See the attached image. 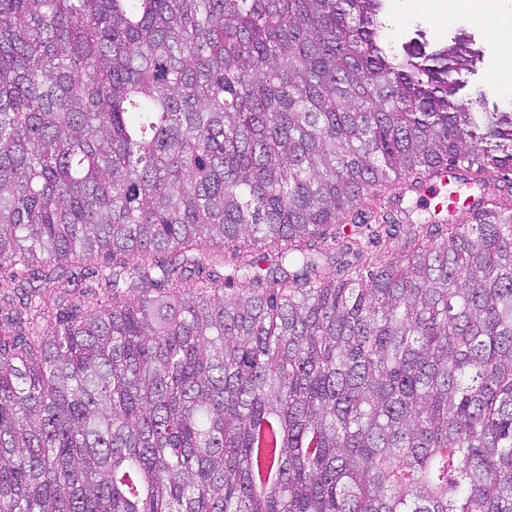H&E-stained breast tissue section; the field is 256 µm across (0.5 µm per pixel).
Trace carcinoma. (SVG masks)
Segmentation results:
<instances>
[{"label":"carcinoma","mask_w":512,"mask_h":512,"mask_svg":"<svg viewBox=\"0 0 512 512\" xmlns=\"http://www.w3.org/2000/svg\"><path fill=\"white\" fill-rule=\"evenodd\" d=\"M383 16L0 0V512H512V107ZM457 167L505 193L395 222Z\"/></svg>","instance_id":"obj_1"}]
</instances>
